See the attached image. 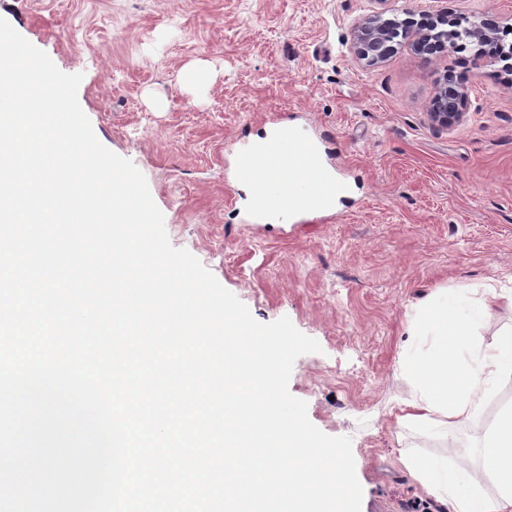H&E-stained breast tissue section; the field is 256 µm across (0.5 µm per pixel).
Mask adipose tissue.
Returning <instances> with one entry per match:
<instances>
[{
  "label": "adipose tissue",
  "instance_id": "ef3b65f1",
  "mask_svg": "<svg viewBox=\"0 0 512 512\" xmlns=\"http://www.w3.org/2000/svg\"><path fill=\"white\" fill-rule=\"evenodd\" d=\"M512 310V291L483 288L480 298L464 291L433 294L410 326L400 365L416 390L398 420L436 438L468 427L483 400L512 380V336L484 343L480 328L491 310ZM485 476L493 493L465 478L464 464L404 453L402 462L450 512H512V412L501 415L482 443Z\"/></svg>",
  "mask_w": 512,
  "mask_h": 512
}]
</instances>
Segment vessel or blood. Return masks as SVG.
<instances>
[{"instance_id":"vessel-or-blood-1","label":"vessel or blood","mask_w":512,"mask_h":512,"mask_svg":"<svg viewBox=\"0 0 512 512\" xmlns=\"http://www.w3.org/2000/svg\"><path fill=\"white\" fill-rule=\"evenodd\" d=\"M235 177L248 185L251 214L260 224H288L326 212L346 191L329 173L326 159L308 130L277 127L262 140L237 148Z\"/></svg>"}]
</instances>
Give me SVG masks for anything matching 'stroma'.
<instances>
[{"label":"stroma","mask_w":512,"mask_h":512,"mask_svg":"<svg viewBox=\"0 0 512 512\" xmlns=\"http://www.w3.org/2000/svg\"><path fill=\"white\" fill-rule=\"evenodd\" d=\"M512 26V0H0V18L59 70L97 139L144 174L174 247L188 250L262 323L289 318L317 340L288 388L308 418L352 441L361 512L429 502L400 462L411 450L468 461L512 407V381L440 440L398 424L415 397L399 360L412 317L438 289H512V75L474 45L419 59L405 46L370 65L355 24L383 11ZM469 93L456 126L429 105L446 75ZM308 126L348 185L296 224L248 221L234 178L239 139Z\"/></svg>","instance_id":"obj_1"}]
</instances>
